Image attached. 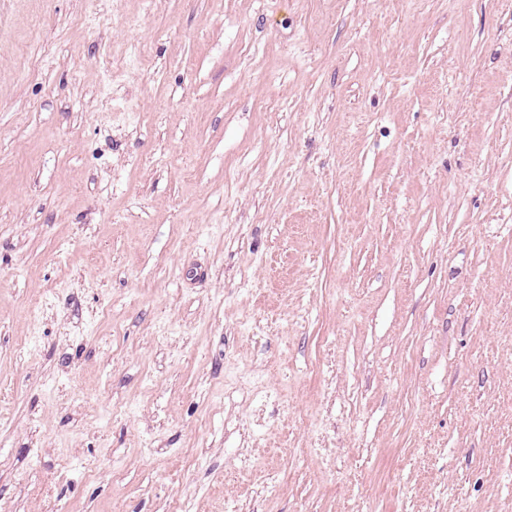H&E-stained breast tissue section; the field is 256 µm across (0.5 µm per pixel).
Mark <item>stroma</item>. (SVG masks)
Here are the masks:
<instances>
[{
	"mask_svg": "<svg viewBox=\"0 0 512 512\" xmlns=\"http://www.w3.org/2000/svg\"><path fill=\"white\" fill-rule=\"evenodd\" d=\"M0 512H512V0H0Z\"/></svg>",
	"mask_w": 512,
	"mask_h": 512,
	"instance_id": "35a3bbf8",
	"label": "stroma"
}]
</instances>
